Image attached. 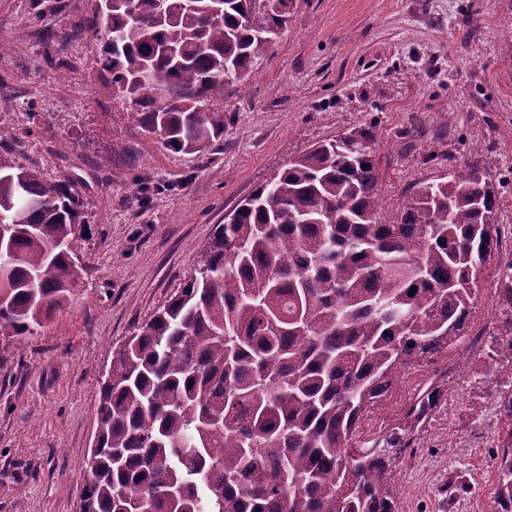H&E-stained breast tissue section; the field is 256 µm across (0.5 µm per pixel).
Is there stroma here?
<instances>
[{"label":"stroma","mask_w":512,"mask_h":512,"mask_svg":"<svg viewBox=\"0 0 512 512\" xmlns=\"http://www.w3.org/2000/svg\"><path fill=\"white\" fill-rule=\"evenodd\" d=\"M35 2L0 0V125L17 163L74 183L83 272L33 335L0 336V512H76L113 351L182 288L215 226L315 143L373 126L390 214L419 184L478 168L512 228V0H294L271 50L225 85L224 135L197 155L165 149L113 98L98 40L74 30L95 0ZM62 34L57 66L44 42ZM497 302L488 270L463 344L401 375L361 423L366 446L425 381L444 386L394 461L402 512L496 510L494 456L512 436L487 398L512 392L483 349Z\"/></svg>","instance_id":"obj_1"}]
</instances>
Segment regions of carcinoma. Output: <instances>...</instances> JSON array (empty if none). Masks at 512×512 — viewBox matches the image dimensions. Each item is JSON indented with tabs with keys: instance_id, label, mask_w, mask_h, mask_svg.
Masks as SVG:
<instances>
[{
	"instance_id": "1",
	"label": "carcinoma",
	"mask_w": 512,
	"mask_h": 512,
	"mask_svg": "<svg viewBox=\"0 0 512 512\" xmlns=\"http://www.w3.org/2000/svg\"><path fill=\"white\" fill-rule=\"evenodd\" d=\"M112 0L77 24L100 40L112 97L166 149L193 155L224 134L225 74L245 78L293 0ZM372 126L290 160L216 226L184 286L113 353L97 414L87 512H400L395 453L441 401L435 383L403 421L352 443L402 374L468 332L493 268L486 339L512 374V262L494 187L475 169L420 184L380 213ZM85 223L69 182L0 151V336L34 333L83 271ZM414 294H409L411 287ZM498 512H512V443L497 454Z\"/></svg>"
}]
</instances>
